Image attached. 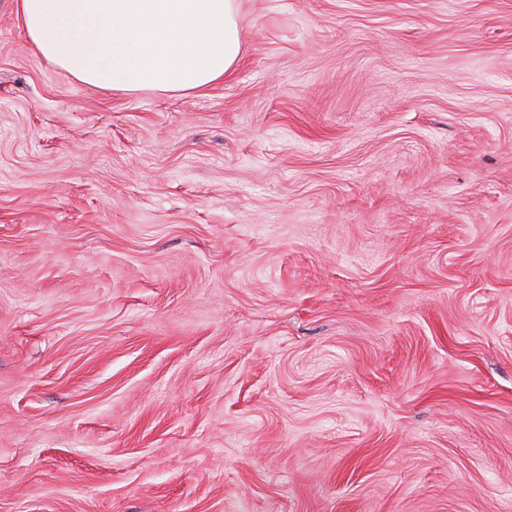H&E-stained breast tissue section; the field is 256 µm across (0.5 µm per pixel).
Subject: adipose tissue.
Listing matches in <instances>:
<instances>
[{
	"label": "adipose tissue",
	"mask_w": 512,
	"mask_h": 512,
	"mask_svg": "<svg viewBox=\"0 0 512 512\" xmlns=\"http://www.w3.org/2000/svg\"><path fill=\"white\" fill-rule=\"evenodd\" d=\"M244 0H17L31 45L76 81L125 93L199 90L241 53Z\"/></svg>",
	"instance_id": "1"
}]
</instances>
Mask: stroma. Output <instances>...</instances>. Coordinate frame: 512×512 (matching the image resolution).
Listing matches in <instances>:
<instances>
[{
	"instance_id": "obj_1",
	"label": "stroma",
	"mask_w": 512,
	"mask_h": 512,
	"mask_svg": "<svg viewBox=\"0 0 512 512\" xmlns=\"http://www.w3.org/2000/svg\"><path fill=\"white\" fill-rule=\"evenodd\" d=\"M119 93L0 0V512H512V0H247Z\"/></svg>"
}]
</instances>
